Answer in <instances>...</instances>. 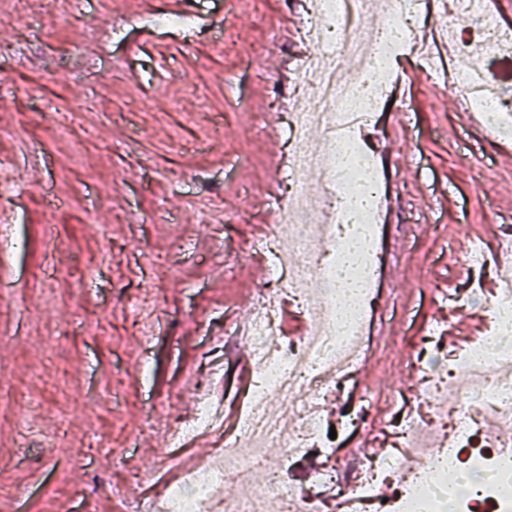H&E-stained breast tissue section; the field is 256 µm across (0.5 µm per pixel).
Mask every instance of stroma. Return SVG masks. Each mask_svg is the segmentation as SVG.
<instances>
[{"instance_id": "stroma-1", "label": "stroma", "mask_w": 512, "mask_h": 512, "mask_svg": "<svg viewBox=\"0 0 512 512\" xmlns=\"http://www.w3.org/2000/svg\"><path fill=\"white\" fill-rule=\"evenodd\" d=\"M159 10L192 25L155 28ZM301 15L292 0H109L104 14L97 0H49L31 20L0 9V80L14 90L0 163L16 175L0 198V512H137L207 454L176 427L203 389L229 400L245 384L250 351L224 324L267 281L244 248L273 221L272 102L307 50ZM402 68L413 83L392 93L413 110L385 113L376 140L396 202L392 277L358 366L377 399L363 432L377 442L411 401L431 325L488 319V303H443L473 279L454 241L494 251L486 227L512 211V164L461 128L453 90ZM79 98L95 107L76 117ZM131 474L139 485L118 499L113 483Z\"/></svg>"}]
</instances>
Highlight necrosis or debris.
<instances>
[{
	"mask_svg": "<svg viewBox=\"0 0 512 512\" xmlns=\"http://www.w3.org/2000/svg\"><path fill=\"white\" fill-rule=\"evenodd\" d=\"M425 0H388L381 32L366 28L367 0H310L297 29L310 52L299 58L294 82L316 76L312 95L291 92L281 112L279 136L286 146L272 207L275 223L253 236L247 257L267 269L269 285L247 328L225 323V338L251 342L253 380L239 400L244 410L235 428L216 433L203 464L189 471L160 499H143L148 512H317L327 498L341 512H512V280L500 281L490 305L494 328L479 344L454 353L447 368L420 380V413L391 420V446L360 458L346 470L337 450L372 414L365 396L348 401L335 426L320 403L343 396L367 343V322L380 302L376 290L378 245L383 226L385 180L377 156L353 132L351 120H374L385 105L408 112V99L388 101L387 88L401 57L415 54L436 82L452 79L462 98L490 129L512 115V100L485 90L489 71L456 68L446 76L434 57L416 53L415 22ZM454 19L475 25L477 39L448 34L459 55L482 47L499 54L505 34L488 18L486 0H449ZM322 146L308 147L312 130ZM366 230L362 264L354 269L363 287L347 318L339 316L336 267L357 227ZM298 307L308 328L292 343L279 338L278 308ZM448 388V402L438 401ZM288 401L293 419L279 429L267 417L272 397ZM278 449L273 461L265 451ZM317 454L312 478L296 486L297 463ZM260 485H253L256 472ZM253 485L247 498H231L228 482Z\"/></svg>",
	"mask_w": 512,
	"mask_h": 512,
	"instance_id": "necrosis-or-debris-1",
	"label": "necrosis or debris"
}]
</instances>
